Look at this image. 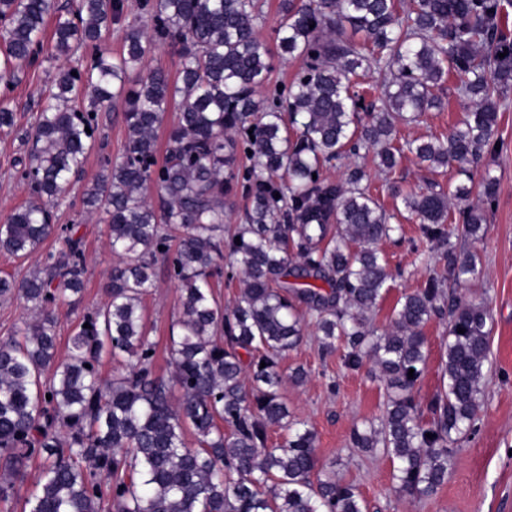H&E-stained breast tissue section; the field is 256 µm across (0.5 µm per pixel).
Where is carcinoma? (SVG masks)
<instances>
[{
	"mask_svg": "<svg viewBox=\"0 0 512 512\" xmlns=\"http://www.w3.org/2000/svg\"><path fill=\"white\" fill-rule=\"evenodd\" d=\"M120 8L0 0V82H16L48 37L50 59L97 46ZM139 10L150 35L132 25L123 53L97 51L86 67L59 69L18 161L29 200L0 224V250L34 260L20 282L0 276V300L21 298L32 311L0 341V472L9 476L0 502L21 497L23 512H367L353 485L319 466L315 433L280 400L279 362L308 319L322 353L341 343L346 367L371 363L389 389L383 415L354 428L352 446L389 459L400 491L433 493L485 404L490 310L454 299L446 274L458 283L477 274L475 256L457 253L452 237H483L497 182L487 177L481 202L458 210L464 184L402 196L419 224L413 251L429 262L433 246L445 248L448 273L429 267L379 333L370 314L394 278L379 245L395 227L356 160L370 153L390 173L408 152L428 169L465 174L495 151L499 98L512 86V0H280L278 47L302 67L268 94L272 55L258 37L257 0H140ZM158 43L178 47L175 80L162 66L142 72ZM371 69L383 91L369 100L361 77ZM451 73L472 109L446 137L401 140V125L444 106ZM173 103L160 159L156 133ZM110 107L123 112V155L81 202L106 225L118 263L108 301L83 313L59 361L55 310L80 304L86 261L79 228H57L48 204L81 173ZM336 165L346 177L335 182L324 171ZM238 194L249 202L246 220L226 233L224 197ZM57 231L66 249L40 255ZM160 264L181 309L168 378L153 371L143 312ZM239 274L243 288L226 310L212 279ZM444 317L443 386L425 421L412 395L427 366L423 328ZM105 353L123 358L109 382L99 373ZM274 426L292 434L271 448ZM33 459L39 477L23 494Z\"/></svg>",
	"mask_w": 512,
	"mask_h": 512,
	"instance_id": "carcinoma-1",
	"label": "carcinoma"
}]
</instances>
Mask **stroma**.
Listing matches in <instances>:
<instances>
[{"label":"stroma","instance_id":"obj_1","mask_svg":"<svg viewBox=\"0 0 512 512\" xmlns=\"http://www.w3.org/2000/svg\"><path fill=\"white\" fill-rule=\"evenodd\" d=\"M138 2L123 0L120 18L102 33L101 49L121 53L129 24L150 30L151 23L140 15ZM258 2L264 15L260 38L276 53L269 80L275 86L291 80L301 63L276 52L279 0ZM92 55V49L80 48L70 59L61 58L29 68L25 77L13 85L8 103L16 113L17 129L9 134L0 132V224L28 198L25 186L16 175V161L24 151L21 130L30 126L40 103L48 97L56 71L89 64ZM457 84V77L449 76L443 86L444 108L427 110L420 122L402 127V137L415 139L448 133L470 106L469 100L458 96ZM505 98L508 106L499 112L497 120V135L505 148L473 166L470 180H463L451 168L427 171L409 156L389 176L378 171L374 164L366 166L372 191L390 211L397 205L390 191L394 185L407 191L431 182L443 187L451 182H464L471 189V202L475 203L480 198L485 176L498 181L496 200L487 215L485 236L475 243L463 240L458 244L459 249L476 254L480 274L457 289L456 295L463 301H487L491 315L490 357L484 408L475 432L463 435L458 441L447 482L428 496L396 492L391 462L353 448V428L382 415L387 390L369 368L357 371L345 368L342 352L323 355L313 325H306L300 346L280 361L285 375L280 390L283 401L295 419L305 422L315 432L318 456L327 471L340 481L356 486L368 502L369 512H512V88L506 91ZM99 124L101 135L97 148L89 155L70 193L54 209L56 223L79 225L84 237L87 271L82 306L88 310L107 302L106 284L116 258L110 251L105 225L99 223L97 216L82 211L80 191L95 180L105 160L120 158L126 139L120 110L101 113ZM402 227L400 239L381 246L397 277L373 313V322L380 329L388 326L402 294L419 287L427 275L425 265L411 251V241L419 234L417 224L406 221ZM178 297L174 282L161 272L151 294L144 299L149 336L156 344L154 371L165 377L173 370L168 346L172 327L180 316ZM424 333L428 362L414 390L416 400L423 406L441 387L448 323L430 321ZM298 367L304 369L306 377L297 384L290 375Z\"/></svg>","mask_w":512,"mask_h":512}]
</instances>
